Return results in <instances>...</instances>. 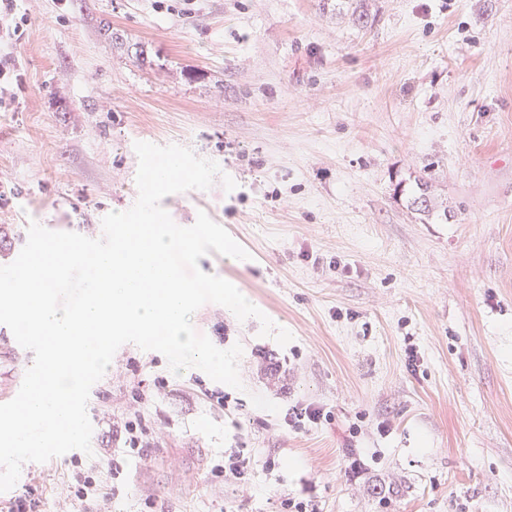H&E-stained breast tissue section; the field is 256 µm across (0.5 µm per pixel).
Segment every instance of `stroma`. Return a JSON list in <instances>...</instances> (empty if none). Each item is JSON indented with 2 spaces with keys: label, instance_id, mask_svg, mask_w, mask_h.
<instances>
[{
  "label": "stroma",
  "instance_id": "obj_1",
  "mask_svg": "<svg viewBox=\"0 0 512 512\" xmlns=\"http://www.w3.org/2000/svg\"><path fill=\"white\" fill-rule=\"evenodd\" d=\"M21 85L0 95V255L29 222L98 232L133 206L138 141L179 144L237 183L165 197L249 254L199 267L293 339L208 303L192 324L241 344L243 390L122 345L90 392L133 385L160 432L112 512H512V0H19ZM427 193L428 212L414 199ZM223 389L228 407L205 397ZM323 420L295 428L293 408ZM255 461L219 485L225 450ZM358 449L365 472L344 476ZM280 459L275 469L267 458ZM73 457L25 463L63 512Z\"/></svg>",
  "mask_w": 512,
  "mask_h": 512
}]
</instances>
